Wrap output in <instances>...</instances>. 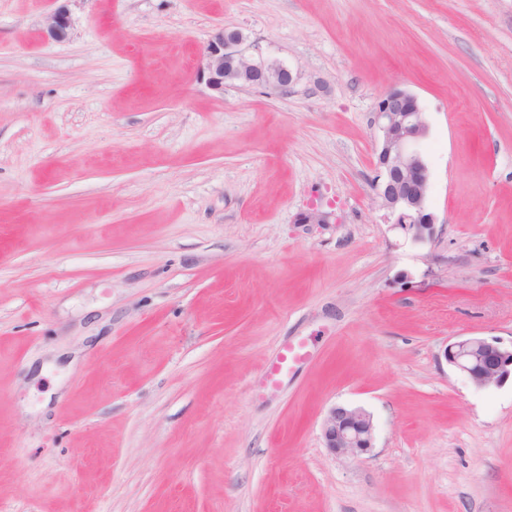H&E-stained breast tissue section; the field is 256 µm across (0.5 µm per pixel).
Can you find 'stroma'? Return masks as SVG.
I'll list each match as a JSON object with an SVG mask.
<instances>
[{
  "label": "stroma",
  "instance_id": "stroma-1",
  "mask_svg": "<svg viewBox=\"0 0 512 512\" xmlns=\"http://www.w3.org/2000/svg\"><path fill=\"white\" fill-rule=\"evenodd\" d=\"M67 7L57 43L51 0H0V512H512V384L442 356L512 344V0ZM219 27L293 91H211ZM392 87L429 244L371 189ZM335 405L370 454L325 448ZM71 26L69 12L61 5L46 17L42 36L47 41L64 42L71 35ZM448 365L464 374L478 389L512 381V345L496 340L463 336L448 343L443 351ZM325 448L339 456H358L371 452L375 429L371 415L362 408L332 407L322 423Z\"/></svg>",
  "mask_w": 512,
  "mask_h": 512
}]
</instances>
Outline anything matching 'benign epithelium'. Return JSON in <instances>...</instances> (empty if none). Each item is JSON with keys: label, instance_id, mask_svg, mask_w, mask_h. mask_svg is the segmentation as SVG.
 <instances>
[{"label": "benign epithelium", "instance_id": "7a95c632", "mask_svg": "<svg viewBox=\"0 0 512 512\" xmlns=\"http://www.w3.org/2000/svg\"><path fill=\"white\" fill-rule=\"evenodd\" d=\"M70 35L71 18L61 5L46 17L42 36L64 42ZM200 76L218 94L227 86H239L286 96L297 81L296 74L264 57L261 47L242 32L222 28L203 50ZM373 124L379 133L374 195L394 228L415 243L429 242L436 236L437 218L428 205L430 170L423 144L429 129L417 97L396 87L387 90L377 101ZM443 356L478 389L512 380V347L496 340L459 337L446 345ZM322 436L325 447L339 456L368 454L375 445L373 419L362 408L332 407L323 420Z\"/></svg>", "mask_w": 512, "mask_h": 512}]
</instances>
